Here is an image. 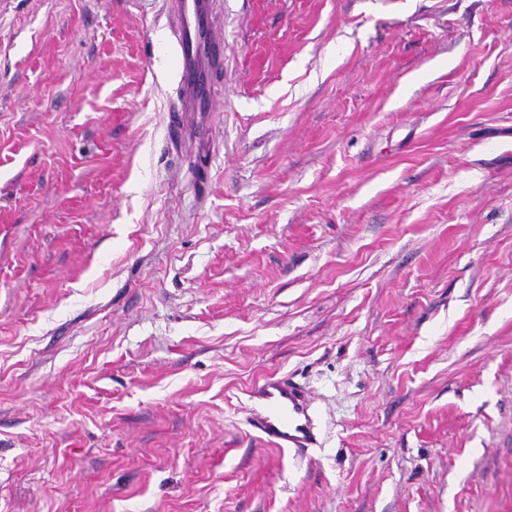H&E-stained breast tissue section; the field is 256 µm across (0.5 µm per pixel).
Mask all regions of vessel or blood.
Returning a JSON list of instances; mask_svg holds the SVG:
<instances>
[{"label": "vessel or blood", "instance_id": "b4317fda", "mask_svg": "<svg viewBox=\"0 0 512 512\" xmlns=\"http://www.w3.org/2000/svg\"><path fill=\"white\" fill-rule=\"evenodd\" d=\"M176 38L175 63L181 74L186 109L208 112L212 86L211 72L223 61L209 43L214 25V0H174ZM252 406L246 417L251 431L271 445L305 456L318 447L317 417L308 393L291 376L271 374L248 391Z\"/></svg>", "mask_w": 512, "mask_h": 512}]
</instances>
